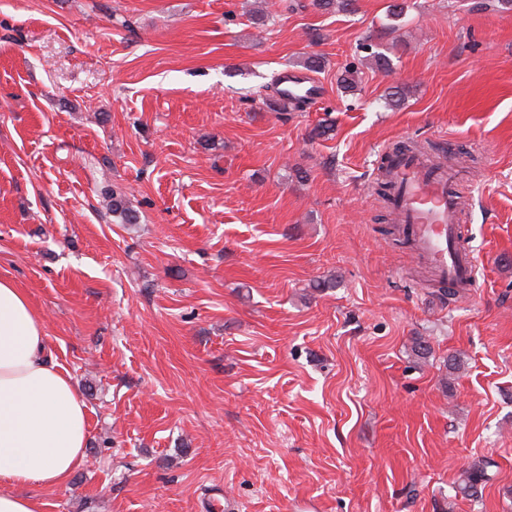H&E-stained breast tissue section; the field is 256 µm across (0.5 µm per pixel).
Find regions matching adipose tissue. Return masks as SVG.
<instances>
[{
	"label": "adipose tissue",
	"mask_w": 512,
	"mask_h": 512,
	"mask_svg": "<svg viewBox=\"0 0 512 512\" xmlns=\"http://www.w3.org/2000/svg\"><path fill=\"white\" fill-rule=\"evenodd\" d=\"M90 421L48 351L45 319L0 278V512H42L33 487H63L85 461Z\"/></svg>",
	"instance_id": "obj_1"
}]
</instances>
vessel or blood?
Returning a JSON list of instances; mask_svg holds the SVG:
<instances>
[{"label":"vessel or blood","mask_w":512,"mask_h":512,"mask_svg":"<svg viewBox=\"0 0 512 512\" xmlns=\"http://www.w3.org/2000/svg\"><path fill=\"white\" fill-rule=\"evenodd\" d=\"M387 171L397 187L392 206L410 231L417 254L430 263L441 285L471 287L477 267L460 233L457 171L428 165L412 152L392 156Z\"/></svg>","instance_id":"vessel-or-blood-1"}]
</instances>
